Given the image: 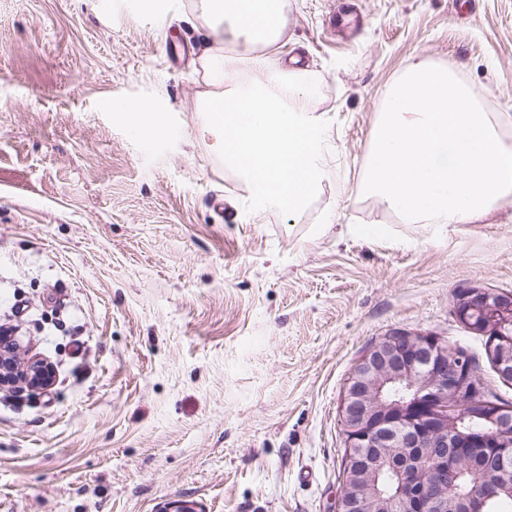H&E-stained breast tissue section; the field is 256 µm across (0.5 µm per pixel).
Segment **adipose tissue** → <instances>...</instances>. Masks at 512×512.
<instances>
[{
    "mask_svg": "<svg viewBox=\"0 0 512 512\" xmlns=\"http://www.w3.org/2000/svg\"><path fill=\"white\" fill-rule=\"evenodd\" d=\"M201 7L221 24L222 36L250 48L230 60L210 47L202 60L217 88L202 109L223 137L224 159L237 166L259 204L299 209L322 181L326 124L313 71L279 68L255 51L283 34L280 0H201ZM244 71L255 74V81L236 85Z\"/></svg>",
    "mask_w": 512,
    "mask_h": 512,
    "instance_id": "1",
    "label": "adipose tissue"
}]
</instances>
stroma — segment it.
<instances>
[{"label": "stroma", "mask_w": 512, "mask_h": 512, "mask_svg": "<svg viewBox=\"0 0 512 512\" xmlns=\"http://www.w3.org/2000/svg\"><path fill=\"white\" fill-rule=\"evenodd\" d=\"M123 2L0 0V322L55 370L0 390V512H336L346 379L393 332L464 350L512 403L456 314L512 294V204L404 224L357 191L410 59L512 117V0H283L265 52L315 72L326 166L301 209L257 214L199 110L198 0ZM113 110L124 112L130 121V130L137 136H150L161 129V119L153 107L146 103H113Z\"/></svg>", "instance_id": "35a3bbf8"}]
</instances>
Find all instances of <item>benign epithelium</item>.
I'll return each mask as SVG.
<instances>
[{"label": "benign epithelium", "instance_id": "7a95c632", "mask_svg": "<svg viewBox=\"0 0 512 512\" xmlns=\"http://www.w3.org/2000/svg\"><path fill=\"white\" fill-rule=\"evenodd\" d=\"M459 319L491 336L500 378L512 381V294L475 288L457 303ZM15 337L0 332V387L16 379ZM52 368L26 362L30 389L50 382ZM476 369L448 351L440 337L396 332L372 347L350 373L341 414L347 470L337 512H486L500 498L512 499V406L468 404L481 420L460 426L461 401L482 388ZM477 455L495 466L494 478L468 494H456L460 459ZM399 485L380 489L381 475Z\"/></svg>", "mask_w": 512, "mask_h": 512}]
</instances>
